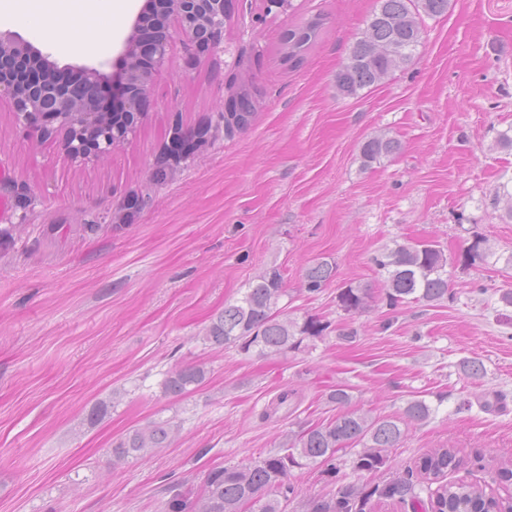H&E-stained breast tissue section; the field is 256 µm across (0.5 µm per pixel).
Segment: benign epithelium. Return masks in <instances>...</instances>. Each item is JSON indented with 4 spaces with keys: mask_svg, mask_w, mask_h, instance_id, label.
I'll list each match as a JSON object with an SVG mask.
<instances>
[{
    "mask_svg": "<svg viewBox=\"0 0 512 512\" xmlns=\"http://www.w3.org/2000/svg\"><path fill=\"white\" fill-rule=\"evenodd\" d=\"M229 0H144L112 60L107 77L99 66H73L74 76L54 80L33 74L58 68L52 54L20 34L0 30V100H9L16 125L41 142L57 140L73 163L88 164L112 155L133 138L153 104L155 73L168 58L173 40L182 41L188 62L221 47ZM118 120L99 134L102 117Z\"/></svg>",
    "mask_w": 512,
    "mask_h": 512,
    "instance_id": "1",
    "label": "benign epithelium"
}]
</instances>
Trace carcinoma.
Listing matches in <instances>:
<instances>
[{"instance_id":"carcinoma-1","label":"carcinoma","mask_w":512,"mask_h":512,"mask_svg":"<svg viewBox=\"0 0 512 512\" xmlns=\"http://www.w3.org/2000/svg\"><path fill=\"white\" fill-rule=\"evenodd\" d=\"M449 0H375L366 27L349 47L336 72V88L345 97L377 85L396 69L408 65L422 46L423 17L438 18L448 14ZM322 19L315 17L288 30L285 38L288 62L297 64L303 52L317 38ZM238 108L254 115L246 89L230 86ZM220 125L208 122L196 129L177 124L170 128L165 144L151 169V181L162 184L172 178L197 152L212 140ZM401 142L394 137L377 136L360 147L361 164L370 168L382 159L400 153ZM14 211L20 212L19 224L0 225V250L15 245L25 232L23 224L34 200L24 183L7 186ZM150 195L127 194L109 218V222L133 224L147 207ZM384 275L387 305L395 308L409 302L439 303L448 298L447 258L440 245L432 241L397 244L374 257ZM336 277V264L323 258L306 268L304 287L317 293ZM283 277L271 267L249 283L241 297L224 304V310L211 319L202 339L213 346L236 347L256 351L261 356L288 354L301 348L307 337H320L329 325L307 317L303 322L288 317L280 306L284 296ZM371 298L370 289L348 285L337 296L339 307L349 315L364 311ZM206 379L197 365H184L164 374L162 388L172 397L182 396L199 387ZM434 409L423 399L407 403L403 416L374 417L346 410L326 424L287 435L280 450L266 457L233 466L208 469L203 485L188 495H175L164 512H285V503L295 494L288 482L293 468L326 464L336 468V454L354 445L353 467L380 471L389 462L387 451L396 448L404 435L402 425L430 418ZM180 424L175 419L135 429L113 443L112 457L117 460L144 459L169 447ZM460 464L452 448H436L419 462L421 479L398 478L376 489L386 500L428 507L429 512H512V495L501 496L485 488L464 482L439 483ZM363 505L361 490L352 485L328 500H318L309 512H359Z\"/></svg>"}]
</instances>
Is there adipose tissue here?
<instances>
[{"mask_svg": "<svg viewBox=\"0 0 512 512\" xmlns=\"http://www.w3.org/2000/svg\"><path fill=\"white\" fill-rule=\"evenodd\" d=\"M111 13L112 0H0V20L26 22L66 53H96L112 32L100 19Z\"/></svg>", "mask_w": 512, "mask_h": 512, "instance_id": "adipose-tissue-1", "label": "adipose tissue"}]
</instances>
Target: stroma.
<instances>
[{
    "instance_id": "obj_1",
    "label": "stroma",
    "mask_w": 512,
    "mask_h": 512,
    "mask_svg": "<svg viewBox=\"0 0 512 512\" xmlns=\"http://www.w3.org/2000/svg\"><path fill=\"white\" fill-rule=\"evenodd\" d=\"M140 4L130 0L95 56L59 52L58 64L112 58ZM293 4L270 13L265 0H232L223 50L193 65L173 43L135 137L94 163L32 141L0 101V175L37 196L26 233L0 252V512H162L209 468L277 452L287 434L335 417L337 387L375 416L414 399L436 410L406 426L386 470H355L348 453L332 472L292 469L287 512L406 475L434 448L461 459L448 481L512 493V306L500 301L512 290V0H450L446 16L424 19L419 58L356 98L338 93L336 72L374 0ZM313 16L319 36L289 64L286 33ZM234 80L254 101L252 126L150 184L173 121L215 119ZM381 134L400 153L362 168L361 144ZM131 192L151 195L134 224L71 232ZM476 235L498 263L465 259ZM423 240L445 252L450 296L389 308L373 258ZM322 257L336 277L308 293L304 271ZM270 266L289 316L328 323L324 335L267 358L205 344L204 326ZM352 282L373 294L356 315L337 304ZM473 359L481 377L465 369ZM192 363L204 385L165 395L164 373ZM284 391L288 402L266 415ZM169 418L180 424L169 448L113 458V442Z\"/></svg>"
}]
</instances>
